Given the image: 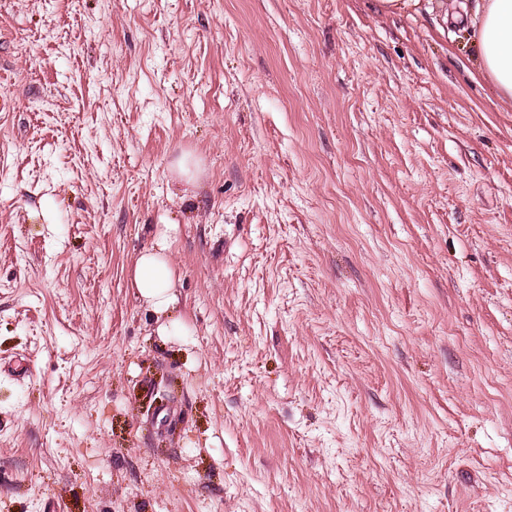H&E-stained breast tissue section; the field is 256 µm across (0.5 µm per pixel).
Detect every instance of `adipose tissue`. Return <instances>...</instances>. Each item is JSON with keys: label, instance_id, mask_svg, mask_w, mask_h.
Segmentation results:
<instances>
[{"label": "adipose tissue", "instance_id": "adipose-tissue-1", "mask_svg": "<svg viewBox=\"0 0 512 512\" xmlns=\"http://www.w3.org/2000/svg\"><path fill=\"white\" fill-rule=\"evenodd\" d=\"M476 33L478 74L489 80L499 97L512 100V0H480ZM165 242L141 251L131 269L139 297L158 316L176 302L175 274Z\"/></svg>", "mask_w": 512, "mask_h": 512}]
</instances>
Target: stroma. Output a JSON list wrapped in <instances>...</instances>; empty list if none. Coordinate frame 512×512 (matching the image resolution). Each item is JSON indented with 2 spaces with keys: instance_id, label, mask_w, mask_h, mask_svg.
I'll return each mask as SVG.
<instances>
[{
  "instance_id": "35a3bbf8",
  "label": "stroma",
  "mask_w": 512,
  "mask_h": 512,
  "mask_svg": "<svg viewBox=\"0 0 512 512\" xmlns=\"http://www.w3.org/2000/svg\"><path fill=\"white\" fill-rule=\"evenodd\" d=\"M0 512H512V103L439 0H0ZM155 248L141 251L131 269L132 287L139 297L158 317H164L176 303L172 292L175 286V274L166 255L167 246L160 241Z\"/></svg>"
}]
</instances>
